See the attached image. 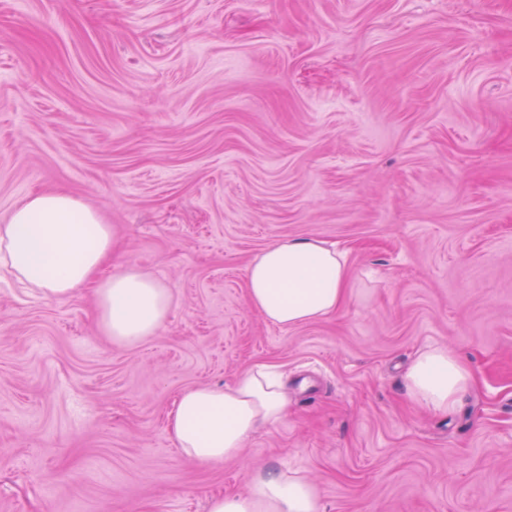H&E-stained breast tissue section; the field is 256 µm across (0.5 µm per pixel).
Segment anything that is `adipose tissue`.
<instances>
[{"mask_svg":"<svg viewBox=\"0 0 512 512\" xmlns=\"http://www.w3.org/2000/svg\"><path fill=\"white\" fill-rule=\"evenodd\" d=\"M114 230L64 192L27 196L0 224V269L46 296L92 288L97 326L112 342L132 345L155 335L173 306L169 288L130 266L109 277ZM349 267L324 241L290 239L264 248L246 273L250 306L266 321L301 326L336 312L346 300ZM408 396L434 413L454 410L472 385L466 364L445 347L422 351L405 372ZM288 396L277 373L257 366L228 387H192L177 397L167 426L188 460L212 464L238 457L261 427L282 420ZM209 512H321L314 484L282 469L258 471L248 490L212 496Z\"/></svg>","mask_w":512,"mask_h":512,"instance_id":"1","label":"adipose tissue"}]
</instances>
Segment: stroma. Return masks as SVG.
I'll use <instances>...</instances> for the list:
<instances>
[{"label": "stroma", "instance_id": "35a3bbf8", "mask_svg": "<svg viewBox=\"0 0 512 512\" xmlns=\"http://www.w3.org/2000/svg\"><path fill=\"white\" fill-rule=\"evenodd\" d=\"M54 190L174 307L118 346L0 271V512H208L260 468L322 512H512V0H0V224ZM288 238L350 267L297 327L245 287ZM435 346L475 379L445 416L404 387ZM260 365L287 415L186 460L176 397Z\"/></svg>", "mask_w": 512, "mask_h": 512}]
</instances>
